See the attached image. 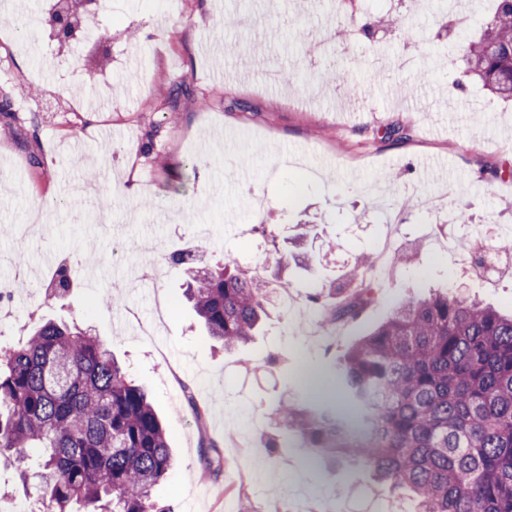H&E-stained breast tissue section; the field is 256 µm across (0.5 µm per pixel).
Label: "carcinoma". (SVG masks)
I'll list each match as a JSON object with an SVG mask.
<instances>
[{
  "instance_id": "carcinoma-1",
  "label": "carcinoma",
  "mask_w": 512,
  "mask_h": 512,
  "mask_svg": "<svg viewBox=\"0 0 512 512\" xmlns=\"http://www.w3.org/2000/svg\"><path fill=\"white\" fill-rule=\"evenodd\" d=\"M472 82L512 102V0H497L462 53L456 85ZM187 295L212 338L247 343L286 288L230 261L199 267L177 253ZM351 299L325 320L353 316ZM342 398L307 390L273 418L311 453L366 465L417 512H512V315L446 293L415 297L334 367ZM41 450L39 491L53 512H172L153 495L173 465L165 429L145 391L128 381L100 337L46 321L0 350V465L20 470ZM200 461L222 470L203 434Z\"/></svg>"
}]
</instances>
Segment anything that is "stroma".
I'll return each instance as SVG.
<instances>
[{
    "label": "stroma",
    "mask_w": 512,
    "mask_h": 512,
    "mask_svg": "<svg viewBox=\"0 0 512 512\" xmlns=\"http://www.w3.org/2000/svg\"><path fill=\"white\" fill-rule=\"evenodd\" d=\"M182 2L109 0L95 18L108 39L79 50L48 41L42 0H0V97L17 116L0 134V281L11 285L1 301L13 310L0 348L41 318L104 339L163 421L175 465L155 495L173 512L190 497L198 512H225L226 498L242 496L254 512H298L303 497L415 512L364 467L328 468L293 441L269 455L278 431L268 413L296 388L298 352L343 358L419 284L512 310V273L472 279L464 240L470 228L492 246L512 240V105L455 84L460 47L495 0H357L350 15L334 0ZM379 17L365 38L360 25ZM330 69L335 80L323 82ZM180 79L191 96L165 100ZM90 99L99 111H85ZM441 192L447 210L429 211ZM388 204L398 221L387 226ZM461 208L469 225L455 221ZM384 231L396 242L389 270L364 272L378 300L323 327ZM182 244L205 263L282 276L297 305L272 303L257 336L224 350L168 261ZM62 259L73 284L54 299L44 279ZM176 367L222 442L219 480L202 475ZM269 462L279 482L260 480Z\"/></svg>",
    "instance_id": "1"
}]
</instances>
